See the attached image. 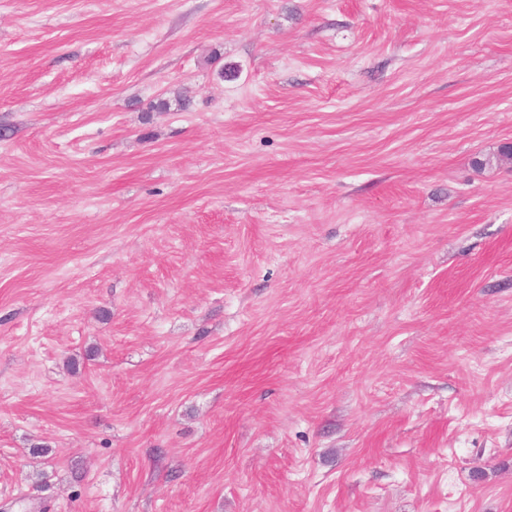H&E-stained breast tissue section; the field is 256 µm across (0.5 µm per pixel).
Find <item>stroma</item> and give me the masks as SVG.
<instances>
[{
    "label": "stroma",
    "mask_w": 512,
    "mask_h": 512,
    "mask_svg": "<svg viewBox=\"0 0 512 512\" xmlns=\"http://www.w3.org/2000/svg\"><path fill=\"white\" fill-rule=\"evenodd\" d=\"M509 142L512 0H0V512H512Z\"/></svg>",
    "instance_id": "stroma-1"
}]
</instances>
